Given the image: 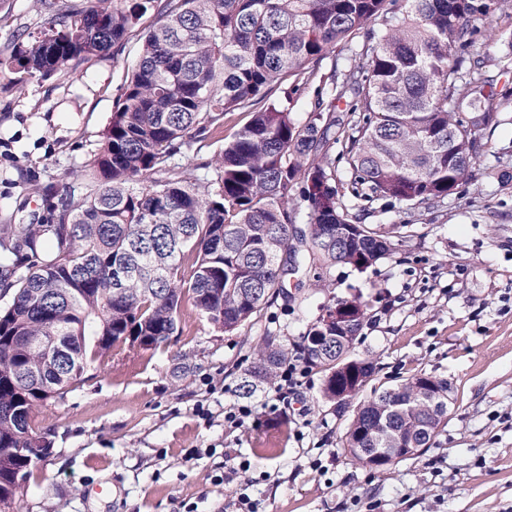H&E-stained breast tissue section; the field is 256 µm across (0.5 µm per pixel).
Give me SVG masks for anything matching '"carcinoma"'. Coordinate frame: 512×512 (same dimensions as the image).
Instances as JSON below:
<instances>
[{
    "mask_svg": "<svg viewBox=\"0 0 512 512\" xmlns=\"http://www.w3.org/2000/svg\"><path fill=\"white\" fill-rule=\"evenodd\" d=\"M49 19L41 36L0 59L19 85L66 77L125 48L158 3V21L121 86L100 146L76 180L48 196L37 224L0 225L11 302L0 308V497L16 504L35 467L7 448L43 440L35 417L120 344L154 349L179 333L186 308L232 335L314 266L364 271L393 251L385 230L358 223L328 159L341 145L351 195L429 206L455 193L498 125L496 79L461 47L512 0H98ZM364 41L358 65L333 62L322 90L352 99L336 123L317 101L293 116L296 87L340 43ZM289 85L286 102L271 99ZM236 112L250 121L232 134ZM307 202L303 207L300 201ZM307 230H302L301 226ZM305 334L323 395L343 407L374 373L348 353L361 331ZM47 337L43 345L31 339ZM288 349L269 336L239 390L272 379ZM448 381L421 373L358 404L344 448H429L443 430Z\"/></svg>",
    "mask_w": 512,
    "mask_h": 512,
    "instance_id": "carcinoma-1",
    "label": "carcinoma"
}]
</instances>
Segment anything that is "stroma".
<instances>
[{
  "mask_svg": "<svg viewBox=\"0 0 512 512\" xmlns=\"http://www.w3.org/2000/svg\"><path fill=\"white\" fill-rule=\"evenodd\" d=\"M95 0H0V56L37 36L50 13ZM65 78L16 86L0 74V225L31 224L43 197L79 171L112 118L139 52ZM467 55L499 87H512V18L495 14ZM488 132V149L455 194L431 209L367 205L368 226L395 225L393 253L364 271L339 266L288 285L234 335L186 313L180 332L150 350L121 346L36 419L51 453L20 490L21 512H238L226 467L249 462L259 512H512V100ZM361 299L367 318L351 358L374 362L360 391L424 372L448 380L454 402L431 448L371 469L342 446L349 413L322 395L302 338L332 299ZM305 373L286 400L260 407L274 382L239 385L265 336ZM257 404L243 428L232 404ZM110 487L97 495L95 485Z\"/></svg>",
  "mask_w": 512,
  "mask_h": 512,
  "instance_id": "1",
  "label": "stroma"
}]
</instances>
